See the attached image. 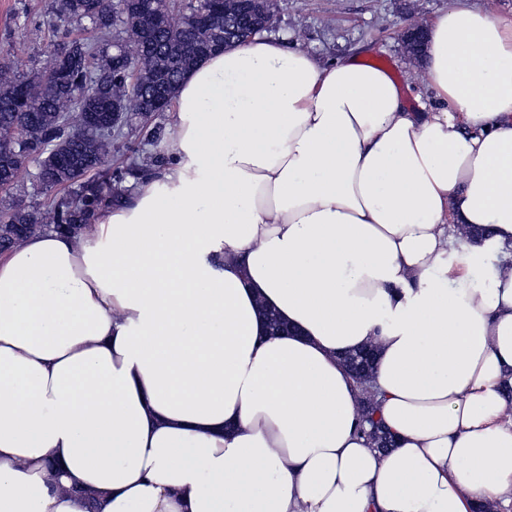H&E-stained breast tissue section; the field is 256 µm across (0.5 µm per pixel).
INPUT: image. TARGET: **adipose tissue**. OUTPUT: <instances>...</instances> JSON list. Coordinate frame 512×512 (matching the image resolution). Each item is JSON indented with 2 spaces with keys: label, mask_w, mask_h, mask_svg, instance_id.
<instances>
[{
  "label": "adipose tissue",
  "mask_w": 512,
  "mask_h": 512,
  "mask_svg": "<svg viewBox=\"0 0 512 512\" xmlns=\"http://www.w3.org/2000/svg\"><path fill=\"white\" fill-rule=\"evenodd\" d=\"M427 30L417 109L353 58L216 51L171 164L0 256V512L512 507V13ZM365 349H370L375 354V348L371 345L370 347H366L346 355L343 358V364L356 384L362 387L360 403L363 432L367 434L372 446L381 451L380 448H387V444L389 440H391V437L382 429L380 421L376 419L377 407L375 394L370 389V386L367 385V383L370 382L374 363H363L362 356ZM364 424L369 426L368 431L364 429Z\"/></svg>",
  "instance_id": "obj_1"
}]
</instances>
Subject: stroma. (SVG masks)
<instances>
[{"label": "stroma", "instance_id": "35a3bbf8", "mask_svg": "<svg viewBox=\"0 0 512 512\" xmlns=\"http://www.w3.org/2000/svg\"><path fill=\"white\" fill-rule=\"evenodd\" d=\"M453 0H281L271 39L299 44L319 61L333 63L352 55L362 62L382 63L397 81L408 105L427 98L423 72L403 49L402 35L411 23H428L448 10ZM56 42L50 27L48 0H0V59L18 75L37 73ZM164 148L131 116L117 142L124 171L121 188L138 181L140 173L158 168Z\"/></svg>", "mask_w": 512, "mask_h": 512}]
</instances>
